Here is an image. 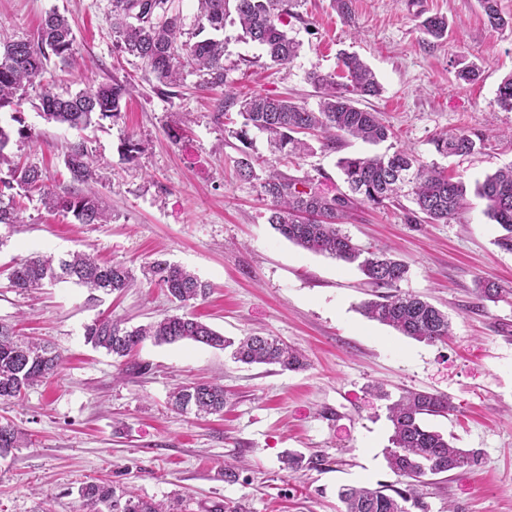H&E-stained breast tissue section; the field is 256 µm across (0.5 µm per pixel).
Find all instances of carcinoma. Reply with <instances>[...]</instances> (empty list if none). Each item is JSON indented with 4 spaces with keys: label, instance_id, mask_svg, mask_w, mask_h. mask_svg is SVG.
Returning <instances> with one entry per match:
<instances>
[{
    "label": "carcinoma",
    "instance_id": "carcinoma-1",
    "mask_svg": "<svg viewBox=\"0 0 512 512\" xmlns=\"http://www.w3.org/2000/svg\"><path fill=\"white\" fill-rule=\"evenodd\" d=\"M174 0H110L115 47L144 62L149 73L164 87L165 94L178 85L181 68L188 65L207 77L209 84H226L224 41L214 34L227 25L237 27L238 39L259 45L271 64L286 67L299 55L300 44L288 36L290 20L301 19L295 8L301 0H198L199 31L212 36L195 42L182 40L183 22L173 9ZM489 25L494 29L511 26L498 8V0H481ZM423 33L440 40L448 33V20L430 16L420 24ZM75 36L68 19L56 11L47 14L37 38L0 40V110L19 105L17 92L34 86V81L51 61L69 67L75 61ZM339 71L324 72L316 67L306 73L319 97L318 107L304 105L275 95L253 93L240 98L224 90V115L238 108L243 122L234 131L242 144L251 130L266 137L273 160L259 161L242 149L235 160L239 181L258 185L269 213L268 223L295 245L336 260L357 264L366 283L375 288L373 298L361 303L362 314L387 325L404 336L434 343L450 334L448 315L421 296L402 292L397 284L405 280L407 265L387 249L364 248L341 228L358 203L384 205L405 197L414 204L407 216L422 215L430 224L448 223L467 208V186L453 180L435 163L423 162L413 150L397 149L388 154L349 155L338 159L347 190L330 193L311 176L296 177L279 171L277 164L290 157L313 151L310 140L323 151H334L351 137L377 146L393 137L391 127L379 113L355 106L358 99L380 95L382 87L369 65L355 53L339 58ZM481 68L463 62L456 79L476 80ZM128 82L112 80L95 89L58 93L41 87L38 97L46 119L75 129H87L122 112L130 95ZM497 105L512 111V73L503 79L496 94ZM482 134L460 131L436 134L430 140L444 157L468 155L482 150ZM64 164L71 179L89 186L97 182L96 160L82 141L69 145ZM41 192L51 212L72 214L82 224H105L109 214L97 192L83 194L56 192L44 184L42 171L32 165L15 163L0 171V224L21 223L11 191ZM474 195L485 203V214L498 224L501 234L496 245L512 252V163L474 185ZM149 280L163 288L176 308L207 296L209 285L189 270L166 261L148 268ZM7 279L19 292L71 282L107 294L123 292L135 281L132 269L123 262L100 263L85 251L57 258L36 255L16 262ZM481 301L496 303L512 296V288L481 278L476 284ZM84 336L95 348L116 358H126L143 341L174 344L191 341L212 348H232V357L243 364L278 365L298 371L307 367L304 355L276 336L250 335L234 342L188 313L169 314L161 319L128 329L110 319H97L85 326ZM61 354L48 344L20 341L12 328L0 323V400L20 399L28 389L54 374ZM174 407L182 412L219 414L224 411V387L212 382H187L171 394ZM455 410L450 397L441 393L408 390L388 406L392 434L385 448L388 466L397 485L380 487L347 486L338 491L345 512H410V502L427 512L419 487L427 475L451 472L476 465L480 453L456 447L453 441L426 424L430 416H445ZM22 447L21 433L10 423H0V455ZM87 512H171L161 502L145 500L132 492L105 482L86 483L79 489Z\"/></svg>",
    "mask_w": 512,
    "mask_h": 512
}]
</instances>
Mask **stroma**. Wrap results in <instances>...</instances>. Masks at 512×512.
<instances>
[{
    "mask_svg": "<svg viewBox=\"0 0 512 512\" xmlns=\"http://www.w3.org/2000/svg\"><path fill=\"white\" fill-rule=\"evenodd\" d=\"M110 8V0H0L2 39L36 38L53 9L70 21L78 66H48L38 84L73 92L115 79L136 86L117 118L85 130L45 120L33 94L0 111V125L34 134L13 137L8 159L38 166L51 189L74 190L64 153L85 141L100 161L98 190L111 216L107 224H81L48 212L31 191L19 198L22 224L0 225V321L63 357L22 400L0 401V422L24 438L0 456V512H82L78 490L91 481L156 502L177 495L192 512L216 502L244 512H344L339 487L395 482L384 457L387 405L406 390L448 395L456 412L428 417V425L480 453L477 465L423 486L428 512H512V297L492 303L476 294L482 277L512 286V252L495 245L500 228L484 201L471 198L445 224L407 223L391 204L353 211L344 232L365 247L390 246L408 266L400 289L446 312L452 334L419 342L368 320L357 310L369 288L356 265L286 240L268 224L256 188L235 179L240 143L224 131L223 87L204 86L187 70L176 95H163L139 59L115 48ZM300 12L288 26L300 52L285 69L226 28L224 67L239 95L286 96L316 108L307 71L334 70L342 53H355L383 87L359 104L391 126L390 147L413 149L469 185L512 162V111L496 103L512 73V27L491 28L480 0H353L348 20L330 0H304ZM435 14L448 20L439 41L420 28ZM463 59L481 67L476 81L456 80ZM177 118L184 133L175 143L168 128ZM460 130L484 134L485 148L440 157L432 136ZM130 139L141 147L133 159L124 147ZM368 150L348 139L284 170L324 173L323 188L334 192L344 187L338 157ZM77 249L136 270L155 260L187 267L212 287L192 314L227 337H280L305 352L307 368L243 365L203 344L148 341L132 358L139 371L116 377L114 359L86 343L84 327L103 317L138 326L172 313L160 288L139 276L120 294L94 295L71 283L19 293L4 275L16 259ZM200 379L223 384V415L199 418L171 406L177 383ZM376 382L388 399L370 393ZM288 451L322 462L291 473L281 462Z\"/></svg>",
    "mask_w": 512,
    "mask_h": 512,
    "instance_id": "obj_1",
    "label": "stroma"
}]
</instances>
